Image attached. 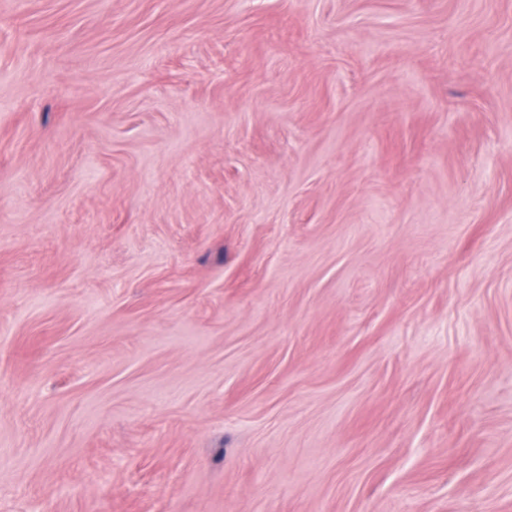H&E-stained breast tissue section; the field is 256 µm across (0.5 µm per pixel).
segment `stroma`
<instances>
[{"instance_id": "35a3bbf8", "label": "stroma", "mask_w": 512, "mask_h": 512, "mask_svg": "<svg viewBox=\"0 0 512 512\" xmlns=\"http://www.w3.org/2000/svg\"><path fill=\"white\" fill-rule=\"evenodd\" d=\"M0 512H512V0H0Z\"/></svg>"}]
</instances>
